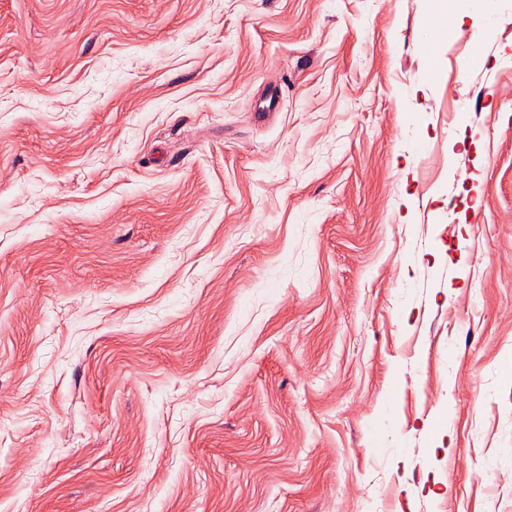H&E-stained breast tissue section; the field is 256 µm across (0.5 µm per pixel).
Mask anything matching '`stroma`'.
Instances as JSON below:
<instances>
[{
	"label": "stroma",
	"instance_id": "35a3bbf8",
	"mask_svg": "<svg viewBox=\"0 0 512 512\" xmlns=\"http://www.w3.org/2000/svg\"><path fill=\"white\" fill-rule=\"evenodd\" d=\"M432 2L0 0V512H512V0ZM435 2L425 23L428 34L436 35L440 32L452 33L463 24V15L460 13L448 14L444 3L446 0H435Z\"/></svg>",
	"mask_w": 512,
	"mask_h": 512
}]
</instances>
